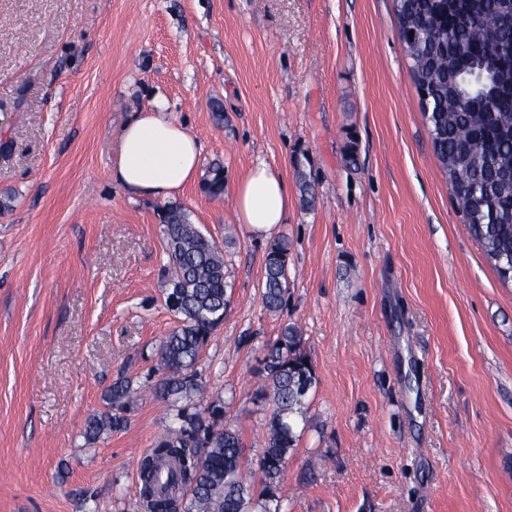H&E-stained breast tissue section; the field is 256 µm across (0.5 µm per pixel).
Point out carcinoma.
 <instances>
[{
    "instance_id": "cac0c4a2",
    "label": "carcinoma",
    "mask_w": 512,
    "mask_h": 512,
    "mask_svg": "<svg viewBox=\"0 0 512 512\" xmlns=\"http://www.w3.org/2000/svg\"><path fill=\"white\" fill-rule=\"evenodd\" d=\"M400 38L410 59L415 88L427 87L424 115L446 181L467 230L500 278L512 280V0H394ZM485 83L473 84L474 72ZM304 206L315 199L314 184L298 171ZM202 190L224 194V166L212 164ZM167 255L168 308L177 327L158 349L163 378L155 393L163 399H191L203 393L196 365L213 332L224 322L232 289L224 250L200 232L180 205L162 215ZM288 240L267 248L261 300L272 313L288 299ZM302 336L292 323L266 349L256 398L271 412L259 460L258 482L243 471V444L230 426H219L224 407L178 410L175 422L138 461L141 512H280V478L299 440L297 419L316 384ZM134 389L117 378L105 400L109 411L90 417L84 436L93 443L127 424Z\"/></svg>"
}]
</instances>
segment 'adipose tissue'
<instances>
[{"instance_id":"1","label":"adipose tissue","mask_w":512,"mask_h":512,"mask_svg":"<svg viewBox=\"0 0 512 512\" xmlns=\"http://www.w3.org/2000/svg\"><path fill=\"white\" fill-rule=\"evenodd\" d=\"M201 156V143L156 100L123 125L112 178L129 197L165 198L198 179ZM234 206L254 237H272L288 212L283 175L254 164L234 187Z\"/></svg>"}]
</instances>
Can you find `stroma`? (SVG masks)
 <instances>
[{
  "instance_id": "stroma-1",
  "label": "stroma",
  "mask_w": 512,
  "mask_h": 512,
  "mask_svg": "<svg viewBox=\"0 0 512 512\" xmlns=\"http://www.w3.org/2000/svg\"><path fill=\"white\" fill-rule=\"evenodd\" d=\"M408 67L392 0H0V512H140L136 460L187 405L154 392L178 324L170 203L224 250L231 306L197 370L247 470L266 347L290 322L310 356L281 512H512V284L465 227ZM157 99L223 164V197L113 181L120 128ZM259 162L290 195L279 313L269 242L233 202ZM120 377L129 422L87 450ZM288 251L286 238L274 240L266 251L261 300L272 313L282 311L288 299Z\"/></svg>"
}]
</instances>
